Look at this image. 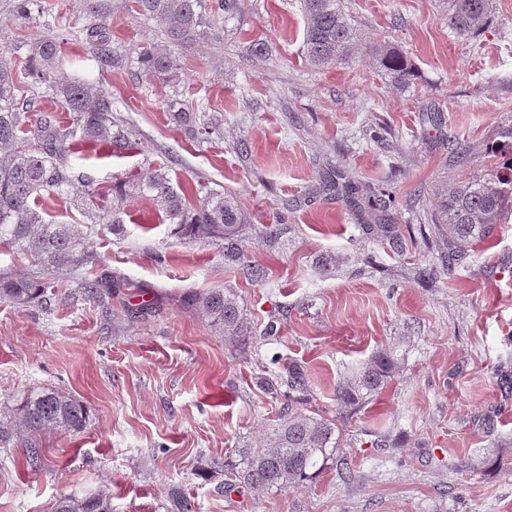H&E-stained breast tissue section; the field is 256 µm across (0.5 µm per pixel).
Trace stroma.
Wrapping results in <instances>:
<instances>
[{
  "instance_id": "stroma-1",
  "label": "stroma",
  "mask_w": 512,
  "mask_h": 512,
  "mask_svg": "<svg viewBox=\"0 0 512 512\" xmlns=\"http://www.w3.org/2000/svg\"><path fill=\"white\" fill-rule=\"evenodd\" d=\"M216 2L204 0V38L157 77L138 57L159 27L134 0H112L109 67L85 41L86 0H37L26 18L0 0V47L21 62L55 34L139 144L78 149L75 174L103 194L154 163L185 195L208 182L244 206L247 263L265 272L252 279L220 246L177 237L135 198L121 234H91L118 283L108 305L81 293L72 268L53 275L46 303L0 300V408L53 386L88 410L82 431L17 430L0 443V512H51L60 495L105 487L112 512H167L175 485L197 512H512V394L500 388L512 374V209L453 268L430 228L440 194L494 165L491 145L512 136V0H493L470 40L449 28L444 0H344L372 48L415 65L406 87L372 56L309 65L300 0H240L221 19ZM259 40L275 50L264 64L250 57ZM203 109L221 139L196 140L170 118ZM267 224L278 240L260 237ZM225 288L253 328L248 350L180 303ZM143 302L151 313L131 316ZM383 351L398 373L341 420L337 386ZM293 362L308 376L307 410L337 426L340 462L285 492L225 493L215 462L264 445ZM31 447L46 459L32 473Z\"/></svg>"
}]
</instances>
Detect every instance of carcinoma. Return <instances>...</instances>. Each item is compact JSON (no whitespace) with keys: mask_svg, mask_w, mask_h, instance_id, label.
Listing matches in <instances>:
<instances>
[{"mask_svg":"<svg viewBox=\"0 0 512 512\" xmlns=\"http://www.w3.org/2000/svg\"><path fill=\"white\" fill-rule=\"evenodd\" d=\"M136 10L155 21L161 41L139 55L143 69L164 75L176 66V50L193 43L200 35L203 8L200 0H134ZM305 16L304 52L316 68H329L357 59L361 46L354 19L343 0H301ZM94 23L88 41L96 57L112 64V41L107 32L108 5L90 3ZM493 17V0H448V26L461 37L472 39ZM378 62L396 83L410 84L416 71L410 59L394 47L380 52ZM25 74L32 85L52 92V97L70 112L64 123L51 112L40 111L31 119V105H21L17 97ZM35 145H29V141ZM108 150L132 146L126 121L114 113L112 96L69 74L63 67L60 43L47 35L29 45L24 70L4 50L0 51V247L30 256L44 273L67 267L95 264L90 232L75 224H54L44 212L31 205V198L45 192L64 196L93 224H103L112 234L122 231L124 202L144 198L164 214L184 237L206 242H224V258L242 263L245 253L241 235L247 214L241 203L197 182L192 204L172 186L166 167L156 166L143 180L126 181L114 187L115 195L101 208L95 190L76 178L68 157L77 145ZM502 161L484 173L469 177L440 197L431 223L448 237V265L454 266L476 245L494 234L496 224L512 206V143L491 147ZM50 287L44 278L33 275L0 276V300L19 308L40 302ZM78 287L91 299L112 294V275L93 272ZM182 302L187 308L211 319L224 337L237 346H246L251 327L242 315L236 295L230 290L206 293L188 291ZM398 371L397 359L384 351L376 354L336 389V403L342 413H356L378 394ZM288 415L266 438L263 447L240 448L237 460L224 462V489L286 491L316 479L328 461L336 457V426L319 416L306 415L294 407L304 404L308 392L304 366H288ZM87 411L82 401L55 388H38L25 394L0 415V437H9V428L18 423L29 432L55 429L79 432L86 426ZM171 512H192V504L182 489L169 493ZM55 512H112V494L99 490L84 496L63 494Z\"/></svg>","mask_w":512,"mask_h":512,"instance_id":"carcinoma-1","label":"carcinoma"}]
</instances>
